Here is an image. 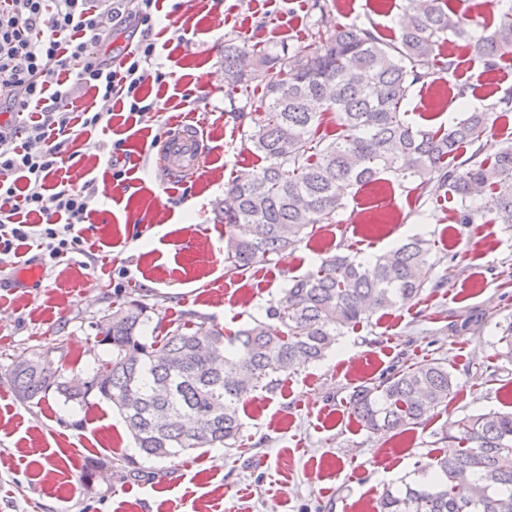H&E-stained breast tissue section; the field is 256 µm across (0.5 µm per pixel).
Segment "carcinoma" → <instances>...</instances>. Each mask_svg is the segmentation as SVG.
I'll use <instances>...</instances> for the list:
<instances>
[{
  "instance_id": "1",
  "label": "carcinoma",
  "mask_w": 512,
  "mask_h": 512,
  "mask_svg": "<svg viewBox=\"0 0 512 512\" xmlns=\"http://www.w3.org/2000/svg\"><path fill=\"white\" fill-rule=\"evenodd\" d=\"M489 5L492 21L481 22L448 8L447 0H408L394 43L338 22L311 33L303 47L224 45L228 92L254 81L264 89L250 141L265 165L225 187L224 224L240 228L227 254L229 272L244 275L294 246L308 228L333 223L351 190L382 172L414 185L419 199L453 192L461 224L481 214L512 228V143L481 158L492 109L430 131L401 111L413 87L430 77L423 61L431 55L438 72L455 80L456 98L467 96L457 60L440 53L452 37L489 70L512 61V0ZM326 113L336 116L331 139L318 134ZM465 146L471 155L453 164ZM430 254L416 233L372 260L326 258L269 304L271 323L257 320L229 336L202 322L150 338L151 307L123 301L96 325L97 343L111 353L82 386L61 380L40 356L17 362L11 381L24 401L53 389L81 407L92 394L114 404L147 458L229 447L240 434L244 398L324 358L343 328L413 300L428 281ZM500 332L498 355L512 365V320ZM453 387L448 367L432 359L358 388L352 412L372 433H401L446 403ZM447 439L457 450L424 464L420 479L386 488L374 512H512V411L466 415L450 424Z\"/></svg>"
}]
</instances>
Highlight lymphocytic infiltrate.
<instances>
[{
	"mask_svg": "<svg viewBox=\"0 0 512 512\" xmlns=\"http://www.w3.org/2000/svg\"><path fill=\"white\" fill-rule=\"evenodd\" d=\"M153 2L141 0L139 10L127 20L120 11L99 9L91 0H0V97L14 112H57L58 129L66 131L70 120L58 109L71 91L54 88L53 83L68 73L75 75L77 86L102 98L126 93L131 110L140 111V86L147 79L163 77L149 67L156 52L151 39ZM127 21L140 29L141 40L126 54L125 74L120 77L100 49L112 37L111 24ZM12 140L11 126L0 124V245L8 248L13 242L38 238L47 264L83 253V239L75 234L74 223L91 206V188L63 183L53 195L54 209L44 204L45 183L65 162L64 142H46L33 152L13 147ZM22 210L41 216V223L18 221ZM62 214L68 217L63 224L58 221Z\"/></svg>",
	"mask_w": 512,
	"mask_h": 512,
	"instance_id": "1",
	"label": "lymphocytic infiltrate"
}]
</instances>
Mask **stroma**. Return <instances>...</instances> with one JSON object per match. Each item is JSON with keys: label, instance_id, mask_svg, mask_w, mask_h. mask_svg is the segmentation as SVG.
<instances>
[{"label": "stroma", "instance_id": "obj_1", "mask_svg": "<svg viewBox=\"0 0 512 512\" xmlns=\"http://www.w3.org/2000/svg\"><path fill=\"white\" fill-rule=\"evenodd\" d=\"M155 0L152 39L163 81L147 80L139 95L154 108L134 112L119 94L100 100L76 90L63 102L78 129L62 170L46 183H107L79 224L85 254L46 265L38 240L0 251V512H373L383 490L412 478L435 454L450 422L490 410H512V365L498 356L496 323L512 318V231L476 218L455 220L444 194L417 199L385 174L353 189L335 223L314 226L294 248L245 275L227 271L232 233L216 205L226 184L259 170L249 141L250 115L261 88L227 96L226 44L306 45L313 23L371 29L396 40L406 0ZM471 89L457 99L451 82L432 75L414 86L404 108L425 129L489 104L497 109L483 136L491 158L512 141V64L485 71L465 42L444 44ZM106 109L109 125L82 129L84 110ZM190 121L207 137L202 171L165 182L156 143L170 124ZM421 233L433 268L412 301L377 311L347 327L324 359L282 375L274 391L240 403L236 446L170 459L141 456L115 407L86 409L57 393L20 401L10 379L14 362L35 353L62 379L86 380L107 346L96 325L113 305L145 302L153 321L206 322L233 332L257 320L288 281L317 271L343 253L369 258ZM35 264L41 279L18 288L15 273ZM431 359L445 362L457 386L447 403L403 433L374 434L355 419L350 396Z\"/></svg>", "mask_w": 512, "mask_h": 512}]
</instances>
